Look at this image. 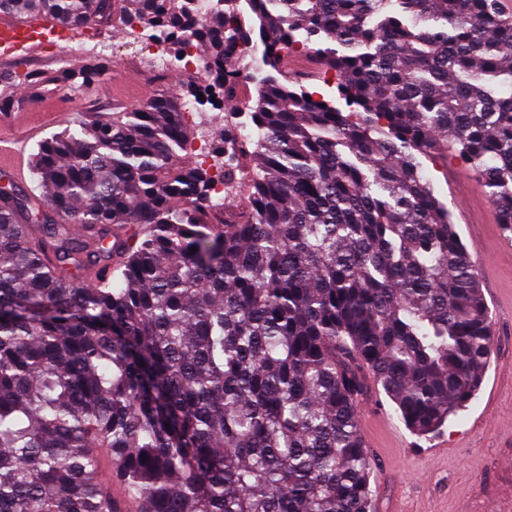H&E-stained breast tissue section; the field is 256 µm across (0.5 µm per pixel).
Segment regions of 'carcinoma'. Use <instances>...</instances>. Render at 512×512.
<instances>
[{"instance_id":"1","label":"carcinoma","mask_w":512,"mask_h":512,"mask_svg":"<svg viewBox=\"0 0 512 512\" xmlns=\"http://www.w3.org/2000/svg\"><path fill=\"white\" fill-rule=\"evenodd\" d=\"M169 55L202 52L212 98L274 74L251 129L198 134L156 99L53 135L34 186L0 184V512H370L359 402L383 390L414 434L479 391L492 321L419 157L473 173L512 235V16L500 0H123ZM111 0H0L59 25ZM337 76L345 108L288 71ZM102 59L61 79L86 90ZM218 184L224 194L215 193Z\"/></svg>"}]
</instances>
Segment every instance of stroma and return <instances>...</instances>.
<instances>
[{"label": "stroma", "instance_id": "obj_1", "mask_svg": "<svg viewBox=\"0 0 512 512\" xmlns=\"http://www.w3.org/2000/svg\"><path fill=\"white\" fill-rule=\"evenodd\" d=\"M107 61L109 76L80 92L55 75L63 66L81 67L83 57L69 58L62 65L40 51H25L9 65H0V96L21 98L25 112L73 113L89 126L112 113L132 111L153 99H173L182 92L184 77L149 76L136 52L114 54ZM22 68L41 72L48 84L34 91L6 82V74ZM422 169L436 195L447 202L463 243L476 238L482 244L487 262L479 278L484 294L495 298L489 306L493 354L484 382L467 408L426 437L407 429L383 391H372L371 401L384 412L362 409L360 424L375 463L370 484L376 501L373 512H496L497 488L512 479V471L502 465L512 456V238L503 235L493 207L462 163L449 160L443 173L426 161ZM483 416L488 422L482 426L478 420ZM440 440L448 443V455L432 453Z\"/></svg>", "mask_w": 512, "mask_h": 512}]
</instances>
